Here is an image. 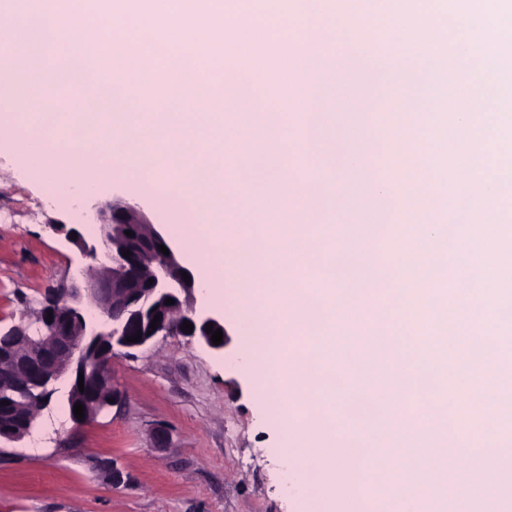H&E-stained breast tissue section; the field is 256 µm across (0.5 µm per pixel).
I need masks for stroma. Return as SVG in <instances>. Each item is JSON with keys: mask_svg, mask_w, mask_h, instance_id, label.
I'll use <instances>...</instances> for the list:
<instances>
[{"mask_svg": "<svg viewBox=\"0 0 512 512\" xmlns=\"http://www.w3.org/2000/svg\"><path fill=\"white\" fill-rule=\"evenodd\" d=\"M46 193L39 177L0 150V208L14 215L0 224V329L34 319L51 289L89 265L65 231L97 237L92 200L139 205L171 245L179 243L170 200L107 182L78 207L62 200L36 213ZM224 325L221 352L170 334L113 357L122 398L82 426L56 393L31 437L0 444V512H311L279 430L263 417L236 316L225 314ZM112 467L120 484L108 477Z\"/></svg>", "mask_w": 512, "mask_h": 512, "instance_id": "stroma-1", "label": "stroma"}]
</instances>
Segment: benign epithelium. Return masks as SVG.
Segmentation results:
<instances>
[{
  "instance_id": "7a95c632",
  "label": "benign epithelium",
  "mask_w": 512,
  "mask_h": 512,
  "mask_svg": "<svg viewBox=\"0 0 512 512\" xmlns=\"http://www.w3.org/2000/svg\"><path fill=\"white\" fill-rule=\"evenodd\" d=\"M94 218L100 231L96 244H88L82 236L74 243L82 255L92 259L80 277L62 284L49 296L36 318L37 329L32 333L24 324L13 325L8 333L22 339L37 336L44 348L29 357L14 358L15 368L21 371L19 381L4 374V383L18 392L35 391L40 395V406L50 402L58 392L57 383L68 377L69 407L83 397V420L97 416L103 409L112 406L98 397V392L107 389L110 398H119V391L112 379L111 358L96 354L90 343L100 337L112 341L111 353L118 349L142 347L159 335L182 331V321L193 324L189 337L215 350L228 344V332H223L221 344L212 343L205 328H224V319L207 314L196 308L195 292L199 288L195 277L185 280L186 270L174 250L164 254L158 246L167 244L166 239L149 218L136 207L115 201L111 204L93 206ZM137 230L136 236L126 235L129 229ZM130 251L126 258L124 251ZM118 267L124 271L119 279L112 278L110 270ZM175 300L172 305L165 300ZM52 321H47V313ZM161 316L155 331H150L154 316ZM141 334L136 343L126 337ZM84 380V391H79L78 379ZM11 417L13 421L0 425V441L18 442L28 436L36 417L29 415L16 403L9 409L0 405V418Z\"/></svg>"
}]
</instances>
